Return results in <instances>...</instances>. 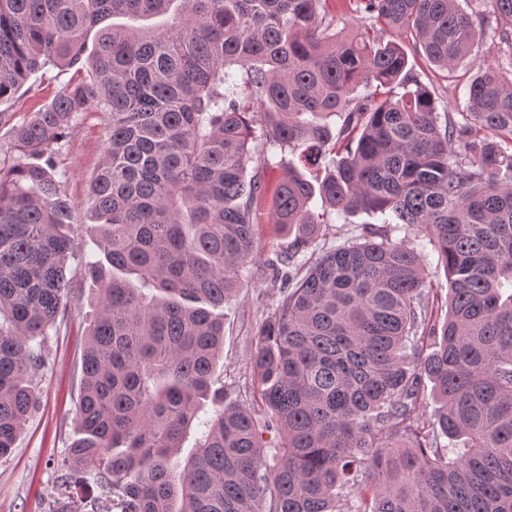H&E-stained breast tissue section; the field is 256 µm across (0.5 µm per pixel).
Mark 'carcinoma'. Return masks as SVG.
<instances>
[{
	"label": "carcinoma",
	"instance_id": "obj_1",
	"mask_svg": "<svg viewBox=\"0 0 512 512\" xmlns=\"http://www.w3.org/2000/svg\"><path fill=\"white\" fill-rule=\"evenodd\" d=\"M481 2L476 21L459 0H354L370 25L343 37L327 0H0V102L50 67L76 73L30 118L0 113L16 153L0 160V457L39 400L32 342L73 288L58 157L75 116L95 110L109 116L89 191L101 257L80 263L98 288L69 471L103 472L121 512H512V77L489 66L466 111L440 113L380 36L406 33L451 70L478 29L512 20V0ZM331 146L344 157L315 185L287 162L273 223L302 244L317 206L416 229L449 277L447 318L429 312L423 251L387 228L296 281L282 274L252 361L260 424L212 390V309L258 254L267 184L248 165L277 150L305 165Z\"/></svg>",
	"mask_w": 512,
	"mask_h": 512
}]
</instances>
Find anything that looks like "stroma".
I'll return each instance as SVG.
<instances>
[{"label": "stroma", "instance_id": "1", "mask_svg": "<svg viewBox=\"0 0 512 512\" xmlns=\"http://www.w3.org/2000/svg\"><path fill=\"white\" fill-rule=\"evenodd\" d=\"M383 37L397 39L407 55L412 74L434 88L441 104L450 112L465 111L469 81L489 65L503 62L506 51L499 37L481 35L479 47L472 56L448 72L429 66L411 37H395L388 31ZM73 77V71L65 69L37 73L10 100L0 104V111L10 114L16 122L29 118L50 104ZM106 122L105 113H81L59 157L60 179L74 203L72 235L83 261L101 256L97 241L86 226L94 221L89 183L103 157ZM259 209L261 217L255 233L260 253L245 271L242 288L227 298L220 310L224 318V353L215 367V375L223 381L224 391L232 401L253 395L251 357L262 322L282 297L284 282L276 269L280 259L289 258L288 272L304 275L308 264L325 251L361 241L366 225L379 226L384 222L379 214L333 213L318 236L300 247L294 234L271 223V197H264ZM95 295V283L77 279L64 317L39 340L42 364L33 376L39 388V402L11 453L0 459V512H58L64 506L78 512L102 494L94 471L74 475L67 484L62 481L67 449L80 436L74 412L79 397L85 330L94 313Z\"/></svg>", "mask_w": 512, "mask_h": 512}]
</instances>
